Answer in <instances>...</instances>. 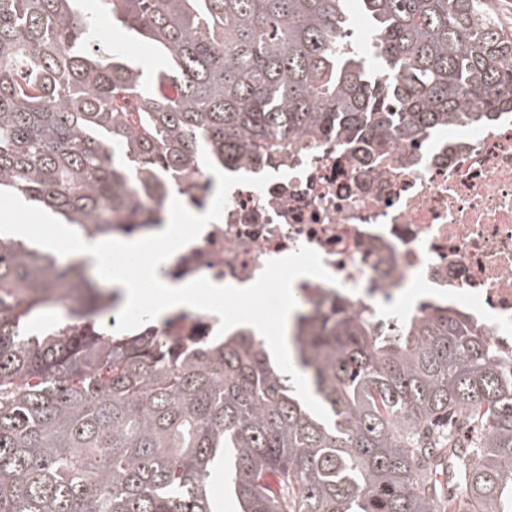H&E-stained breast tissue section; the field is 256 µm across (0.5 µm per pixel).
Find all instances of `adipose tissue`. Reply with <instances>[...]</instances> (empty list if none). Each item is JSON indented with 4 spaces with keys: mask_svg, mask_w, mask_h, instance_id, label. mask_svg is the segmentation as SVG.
Listing matches in <instances>:
<instances>
[{
    "mask_svg": "<svg viewBox=\"0 0 512 512\" xmlns=\"http://www.w3.org/2000/svg\"><path fill=\"white\" fill-rule=\"evenodd\" d=\"M215 219V214L211 212L176 209L168 214L167 222L161 229L142 239L115 242L104 238L90 240L71 236L68 231L59 228L54 233V241L59 248L91 260L98 268L107 263L110 252L135 255L138 277H131L128 267L116 264L106 274L105 280L109 286L121 291L124 305L134 306L150 301L154 316L161 320L177 309L209 311L227 298L242 295L255 298L266 293L267 284L263 281L243 290L212 280L204 283L196 280L174 282L165 277L166 267L184 242L186 225L206 224Z\"/></svg>",
    "mask_w": 512,
    "mask_h": 512,
    "instance_id": "1",
    "label": "adipose tissue"
}]
</instances>
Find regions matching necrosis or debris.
Returning a JSON list of instances; mask_svg holds the SVG:
<instances>
[{
  "label": "necrosis or debris",
  "mask_w": 512,
  "mask_h": 512,
  "mask_svg": "<svg viewBox=\"0 0 512 512\" xmlns=\"http://www.w3.org/2000/svg\"><path fill=\"white\" fill-rule=\"evenodd\" d=\"M224 170L223 190L200 176L184 196L186 207L202 203L220 219L203 233L189 225L170 265L178 279L242 286L294 255L318 267L296 288L324 312L350 307L391 329L424 301L444 299L512 358L511 111L458 135L390 143L373 164L330 136ZM222 322L183 311L163 331L213 338Z\"/></svg>",
  "instance_id": "obj_1"
}]
</instances>
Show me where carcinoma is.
Instances as JSON below:
<instances>
[{"label":"carcinoma","mask_w":512,"mask_h":512,"mask_svg":"<svg viewBox=\"0 0 512 512\" xmlns=\"http://www.w3.org/2000/svg\"><path fill=\"white\" fill-rule=\"evenodd\" d=\"M372 20L378 68L347 16ZM149 44L145 75L98 21ZM512 106L489 0H0V198L87 239L162 223L195 172L336 132L365 159ZM84 259L0 235V512H512V365L429 301L383 336L345 308L176 351L114 331ZM82 297L81 325L43 314Z\"/></svg>","instance_id":"cac0c4a2"}]
</instances>
